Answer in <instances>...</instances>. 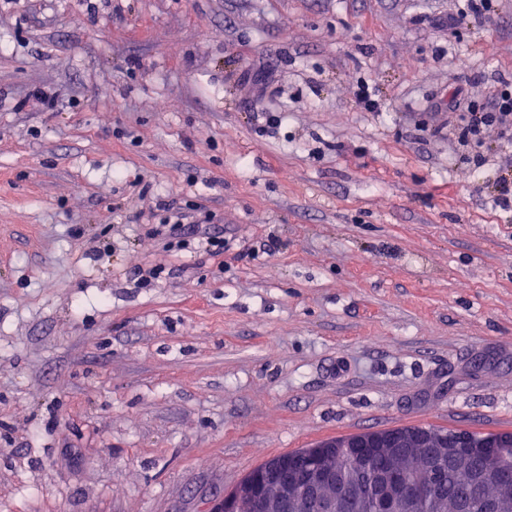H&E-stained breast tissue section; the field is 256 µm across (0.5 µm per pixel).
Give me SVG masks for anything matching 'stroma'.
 Instances as JSON below:
<instances>
[{
	"instance_id": "1",
	"label": "stroma",
	"mask_w": 512,
	"mask_h": 512,
	"mask_svg": "<svg viewBox=\"0 0 512 512\" xmlns=\"http://www.w3.org/2000/svg\"><path fill=\"white\" fill-rule=\"evenodd\" d=\"M463 5L0 0V512H209L336 435L512 432V205L448 112L512 85V0ZM172 202L229 249L164 251Z\"/></svg>"
}]
</instances>
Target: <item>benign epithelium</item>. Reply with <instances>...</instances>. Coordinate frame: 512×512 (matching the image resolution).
I'll use <instances>...</instances> for the list:
<instances>
[{
    "instance_id": "benign-epithelium-1",
    "label": "benign epithelium",
    "mask_w": 512,
    "mask_h": 512,
    "mask_svg": "<svg viewBox=\"0 0 512 512\" xmlns=\"http://www.w3.org/2000/svg\"><path fill=\"white\" fill-rule=\"evenodd\" d=\"M481 452L476 482L479 508L460 502L458 512H495L512 499V432L476 433L426 425L403 426L322 440L270 458L262 488L244 479L214 512H423L441 499L434 482L413 479L408 465L425 470L438 462L463 466Z\"/></svg>"
}]
</instances>
